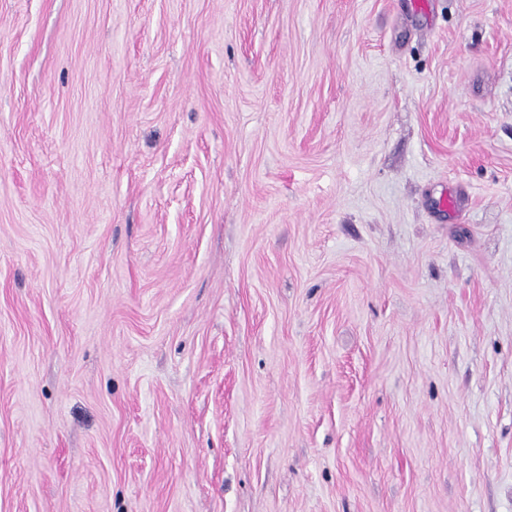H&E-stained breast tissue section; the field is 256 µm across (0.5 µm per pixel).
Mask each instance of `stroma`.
Returning <instances> with one entry per match:
<instances>
[{"mask_svg":"<svg viewBox=\"0 0 512 512\" xmlns=\"http://www.w3.org/2000/svg\"><path fill=\"white\" fill-rule=\"evenodd\" d=\"M0 512H512V0H0Z\"/></svg>","mask_w":512,"mask_h":512,"instance_id":"1","label":"stroma"}]
</instances>
